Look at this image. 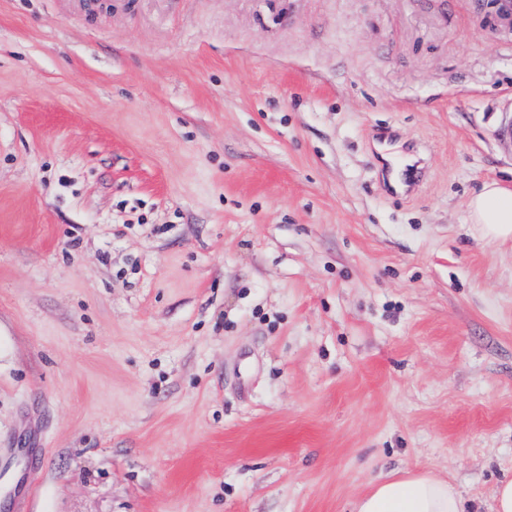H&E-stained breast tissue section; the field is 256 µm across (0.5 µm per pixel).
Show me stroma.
I'll list each match as a JSON object with an SVG mask.
<instances>
[{
	"instance_id": "obj_1",
	"label": "stroma",
	"mask_w": 512,
	"mask_h": 512,
	"mask_svg": "<svg viewBox=\"0 0 512 512\" xmlns=\"http://www.w3.org/2000/svg\"><path fill=\"white\" fill-rule=\"evenodd\" d=\"M511 115L473 0H0V501L492 512ZM470 222L481 224L486 236L512 238V189L498 181L486 182L468 202ZM355 512H467L448 480L408 474L373 484L356 502Z\"/></svg>"
}]
</instances>
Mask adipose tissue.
I'll return each mask as SVG.
<instances>
[{"mask_svg":"<svg viewBox=\"0 0 512 512\" xmlns=\"http://www.w3.org/2000/svg\"><path fill=\"white\" fill-rule=\"evenodd\" d=\"M471 223L493 239L512 238V189L485 183L468 202ZM356 512H466L465 502L447 480L411 474L373 484L356 502Z\"/></svg>","mask_w":512,"mask_h":512,"instance_id":"ef3b65f1","label":"adipose tissue"}]
</instances>
